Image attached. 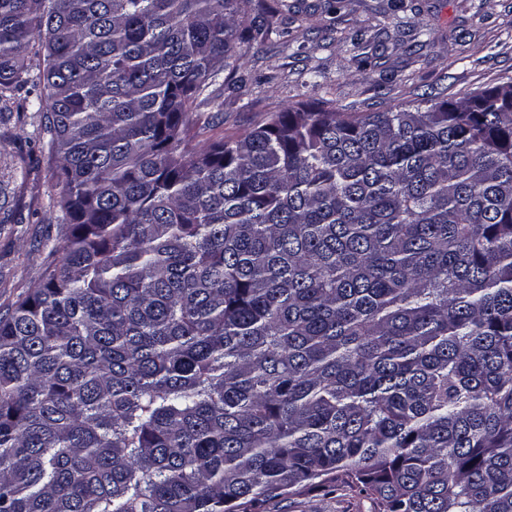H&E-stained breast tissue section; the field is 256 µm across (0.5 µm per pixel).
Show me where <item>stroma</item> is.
Returning <instances> with one entry per match:
<instances>
[{"label": "stroma", "instance_id": "obj_1", "mask_svg": "<svg viewBox=\"0 0 512 512\" xmlns=\"http://www.w3.org/2000/svg\"><path fill=\"white\" fill-rule=\"evenodd\" d=\"M277 30L239 42L242 60L201 105L203 144L235 138L264 112L332 101L387 112L456 101L512 78V0H279ZM43 84L0 100V314L37 284L60 244L57 158L43 132ZM258 512H376L342 486L283 495Z\"/></svg>", "mask_w": 512, "mask_h": 512}]
</instances>
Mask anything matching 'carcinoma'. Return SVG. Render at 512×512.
<instances>
[{"instance_id":"cac0c4a2","label":"carcinoma","mask_w":512,"mask_h":512,"mask_svg":"<svg viewBox=\"0 0 512 512\" xmlns=\"http://www.w3.org/2000/svg\"><path fill=\"white\" fill-rule=\"evenodd\" d=\"M267 24L255 25L251 14ZM270 0H0L63 246L0 314V512H512V79L191 151ZM302 495L285 494L261 504L257 512H377L370 497L342 486Z\"/></svg>"}]
</instances>
